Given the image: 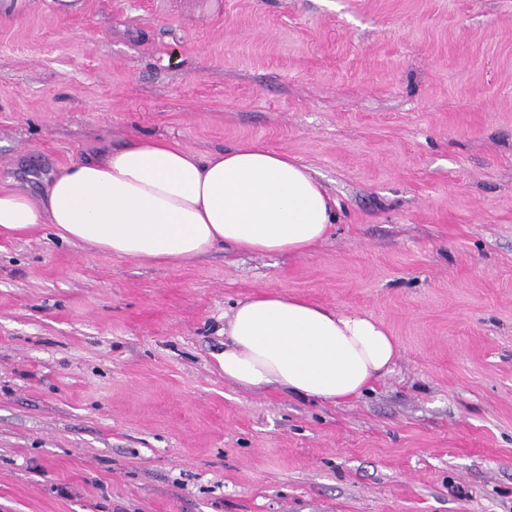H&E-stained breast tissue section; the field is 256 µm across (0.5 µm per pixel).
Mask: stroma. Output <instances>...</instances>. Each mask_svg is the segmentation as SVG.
<instances>
[{
  "instance_id": "obj_1",
  "label": "stroma",
  "mask_w": 512,
  "mask_h": 512,
  "mask_svg": "<svg viewBox=\"0 0 512 512\" xmlns=\"http://www.w3.org/2000/svg\"><path fill=\"white\" fill-rule=\"evenodd\" d=\"M0 182L139 135L288 153L300 255L0 238V512H512V0H0ZM382 323L348 401L225 380L236 301Z\"/></svg>"
}]
</instances>
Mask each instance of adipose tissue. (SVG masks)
I'll list each match as a JSON object with an SVG mask.
<instances>
[{
    "label": "adipose tissue",
    "mask_w": 512,
    "mask_h": 512,
    "mask_svg": "<svg viewBox=\"0 0 512 512\" xmlns=\"http://www.w3.org/2000/svg\"><path fill=\"white\" fill-rule=\"evenodd\" d=\"M335 221L334 200L308 168L255 141L203 159L138 137L60 167L42 195L0 185V236L50 224L62 240L155 264L217 249L302 255ZM226 334L225 378L332 403L360 394L398 354L381 324L285 293L236 302Z\"/></svg>",
    "instance_id": "adipose-tissue-1"
}]
</instances>
